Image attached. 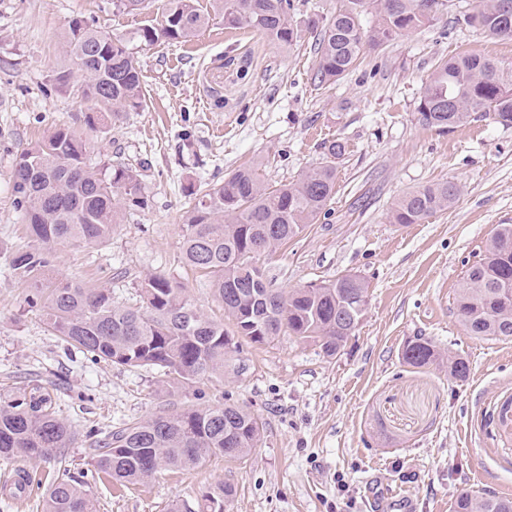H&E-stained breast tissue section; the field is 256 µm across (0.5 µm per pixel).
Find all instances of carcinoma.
<instances>
[{"instance_id": "carcinoma-1", "label": "carcinoma", "mask_w": 512, "mask_h": 512, "mask_svg": "<svg viewBox=\"0 0 512 512\" xmlns=\"http://www.w3.org/2000/svg\"><path fill=\"white\" fill-rule=\"evenodd\" d=\"M451 0H337L324 19L316 42V78L334 85L356 66L364 47H379L400 36L431 26L448 10ZM512 0H479L476 12L460 20L487 34L512 39ZM203 13L196 0H166L162 12L137 32L147 44L190 41L214 18L228 29L258 32L288 47L301 38L290 19L291 0H212ZM375 11L369 29L362 16ZM68 64L52 72V89L72 90L119 118L147 106L139 61L128 45L105 28L75 20L65 34ZM490 118L512 126V71L484 55L465 53L439 63L425 82L417 121L442 131ZM345 145L332 141L322 162L298 180L270 186L250 165L224 183L194 194L184 211L183 262L209 277L215 297L232 324L211 319L189 300L184 289L162 274L140 283L143 306H121L110 288H88L52 274L55 247L74 241L96 245L120 223L117 202L140 206L141 174L122 165L88 163L82 137L59 128L46 140L24 148L13 171L14 203L27 224L33 244L10 255L9 270L18 283L33 289L30 307L70 347L114 365L151 367L171 388L203 393L201 386L224 376L241 342L268 343L288 334L319 344L332 357L357 330L351 314L368 283L361 277L339 276L328 283L288 292L270 287L256 265L263 254L276 251L315 223L336 187V160ZM460 188L453 182L412 190L396 203L394 224H421L450 207ZM456 307L467 334L512 336V224H500L482 257L466 271ZM439 354L432 341L417 336L402 350L405 364L422 368ZM235 446L230 454L224 444ZM259 418L245 405L220 406L195 402L173 413H160L120 424L99 436L97 469L112 478L137 483L161 470L193 469L212 456L240 460L260 441ZM75 440L71 427L56 414L49 390L29 385L0 400V458L31 460L54 456L66 461L63 449ZM23 479L5 478L0 496L25 493ZM232 489L219 484L206 492L199 512H224ZM43 512H95L92 500L68 478H57L46 489ZM452 512H512V499L459 494Z\"/></svg>"}]
</instances>
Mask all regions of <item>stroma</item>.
Returning a JSON list of instances; mask_svg holds the SVG:
<instances>
[{
    "instance_id": "35a3bbf8",
    "label": "stroma",
    "mask_w": 512,
    "mask_h": 512,
    "mask_svg": "<svg viewBox=\"0 0 512 512\" xmlns=\"http://www.w3.org/2000/svg\"><path fill=\"white\" fill-rule=\"evenodd\" d=\"M292 2L301 39L280 47L217 20L189 42L148 46L135 38L145 15L117 10L112 0H0L1 253L29 242L12 192L18 154L68 127L91 160L138 169L144 203L123 207L107 241L58 247L55 275L110 288L116 303L137 308L139 283L162 274L220 320L208 282L181 259L189 190L222 183L245 163L259 164L268 183H287L340 140L346 153L335 195L316 223L259 264L282 291L348 272L370 285L367 316L336 356L287 335L245 343L246 372L204 386L206 403L238 402L259 417L261 440L247 457H211L121 487L97 472L87 430L178 411L193 394L165 387L156 370L68 349L0 266V394L30 381L52 388L59 417L76 434L65 466L0 460V476L24 468L37 478L25 498L0 502V512H42L46 486L61 470L81 483L96 512H192L221 483L234 490L228 512H372L370 484L384 497L406 491L414 512H451L459 492L497 495L512 486V434L494 420L512 397V338L469 336L455 305L465 270L498 225L512 224V127L481 119L442 132L415 118L438 62L473 52L510 68L512 40L461 22L478 0H452L433 25L367 50L327 88L315 77L317 33L308 23L330 15L336 0ZM75 19L125 40L141 65L147 109L124 113L103 133L86 125L93 102L42 92L47 75L67 62L63 36ZM442 181L461 188L453 206L421 224L391 222L405 193ZM416 336L466 359L468 378L404 364L402 347Z\"/></svg>"
}]
</instances>
